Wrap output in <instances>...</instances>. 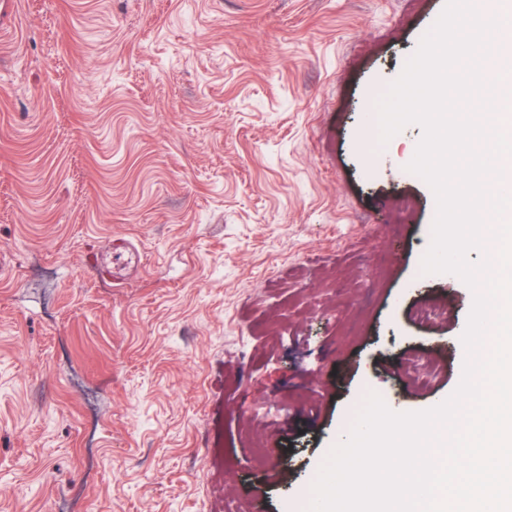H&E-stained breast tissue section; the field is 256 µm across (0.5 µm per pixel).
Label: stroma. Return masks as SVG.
I'll list each match as a JSON object with an SVG mask.
<instances>
[{"instance_id": "35a3bbf8", "label": "stroma", "mask_w": 512, "mask_h": 512, "mask_svg": "<svg viewBox=\"0 0 512 512\" xmlns=\"http://www.w3.org/2000/svg\"><path fill=\"white\" fill-rule=\"evenodd\" d=\"M444 6L0 0V512H307L368 392H454L422 129L368 121Z\"/></svg>"}]
</instances>
